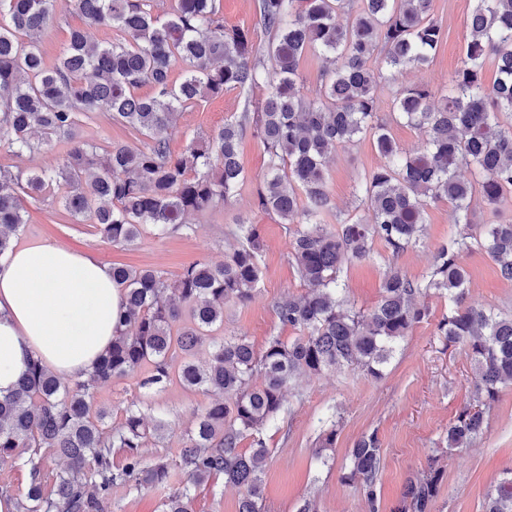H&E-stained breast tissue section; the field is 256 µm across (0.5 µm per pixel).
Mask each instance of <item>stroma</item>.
Instances as JSON below:
<instances>
[{"mask_svg":"<svg viewBox=\"0 0 512 512\" xmlns=\"http://www.w3.org/2000/svg\"><path fill=\"white\" fill-rule=\"evenodd\" d=\"M473 8L474 0H434V16L445 37L433 62L409 72L407 82L427 86L435 93L447 86L464 51ZM81 27L95 42L106 44L113 38L110 29L86 27L81 14L62 11L40 38L47 63L55 62L71 29ZM244 108V95L231 91L183 112L168 133L172 150L181 151L190 135L212 132L223 125L225 118ZM68 149L67 143L56 139L39 153L21 157L1 147L0 166L47 169L62 162ZM241 160L249 181L230 203L192 215L194 233L173 234L164 239L146 233L137 245L117 247L101 239L92 225L76 223L59 203L28 199L24 202L28 222L18 242H45L76 252L89 251L110 266L150 267L172 278L195 260L223 262L233 241L230 231L235 220L250 219L261 225L265 240L263 279L251 302L225 307L224 328L248 336L258 348L271 336L292 338L294 330L279 324L271 303L283 294L301 295L305 288L287 263L289 234L276 216L263 213L256 206L267 155L261 144L248 136L243 140ZM381 162L368 137L339 151L328 162V184L336 210L353 213L356 185ZM426 227L424 240L399 255H392L383 243L377 242L370 259L344 267L341 278L356 307L368 310L376 304L388 265L397 266L411 278L428 273L435 247L456 231L448 201L430 207ZM464 263L469 272V303L512 314V282L501 279L495 264L482 254L467 255ZM425 303L428 319L407 336L382 379H373L358 367L344 366L319 376L302 377L286 392L283 428L272 426L265 432L271 454L265 472L264 512H298L309 498L316 501L318 512H369L360 487L342 481L340 466L354 442L371 433L378 436L382 448L377 484L379 512H390L407 479L420 476L435 456L440 457L445 474L432 512H483L488 488L497 483L504 470L512 468V385L501 389L487 411L486 434L466 448L445 452L449 424L473 397L471 360L463 347H443L436 334L447 309L444 300L430 296ZM140 398L151 402L156 411L166 413L172 422L163 446L145 449L146 460L175 458L195 412L208 404V396L185 390L176 382L158 392L145 389L134 376L111 380L95 390V400L110 412L109 423L113 426L121 423L122 408ZM331 406L342 421L336 445L329 451L334 463L326 467L315 459V443L321 421ZM163 498L161 491L117 482L104 502L103 512H161ZM239 498L237 488L218 479L197 489L194 510L238 512Z\"/></svg>","mask_w":512,"mask_h":512,"instance_id":"1","label":"stroma"}]
</instances>
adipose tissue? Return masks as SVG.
I'll list each match as a JSON object with an SVG mask.
<instances>
[{"label":"adipose tissue","mask_w":512,"mask_h":512,"mask_svg":"<svg viewBox=\"0 0 512 512\" xmlns=\"http://www.w3.org/2000/svg\"><path fill=\"white\" fill-rule=\"evenodd\" d=\"M122 291L88 254L32 243L0 257V394L38 358L55 374L92 369L112 343Z\"/></svg>","instance_id":"adipose-tissue-1"}]
</instances>
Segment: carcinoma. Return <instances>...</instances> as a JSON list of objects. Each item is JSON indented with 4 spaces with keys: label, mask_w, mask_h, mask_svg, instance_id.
<instances>
[{
    "label": "carcinoma",
    "mask_w": 512,
    "mask_h": 512,
    "mask_svg": "<svg viewBox=\"0 0 512 512\" xmlns=\"http://www.w3.org/2000/svg\"><path fill=\"white\" fill-rule=\"evenodd\" d=\"M64 9L87 25L109 27L112 42L70 32L54 65L37 34ZM260 30L227 27L219 0H0V146L17 155L41 151L40 132L66 139L62 163L24 172L0 168V255L12 249L28 211L21 195L52 194L79 223L114 246H132L145 227L157 237L194 231L190 214L229 203L250 179L240 150L246 133L263 146L267 167L257 191L259 210L296 224L288 263L304 294L276 298L279 323L296 331L273 336L258 350L248 337L224 333V305H244L262 280L264 240L258 224L236 223L238 243L224 262L196 260L170 279L153 268L112 266L123 291L112 346L92 370L62 383L41 360L30 362L16 388L0 396V465L29 451V485L17 512H102L117 481L164 488L172 478L162 459L142 449L163 439L166 423L132 402L121 426L106 429L108 412L94 389L150 367L140 387L159 390L177 373L181 383L213 396L186 433L175 466L182 486L161 512H194L196 489L224 477L241 491L238 512H262L270 450L268 425L285 413V391L302 376L355 365L375 379L415 326L429 317L418 299L448 301L437 324L444 347L462 346L473 364V402L448 426L446 449L482 436L485 412L501 386L512 383V315L466 303L465 253L480 251L512 282V222L475 225V202L498 213L512 195V0H475L469 38L446 93L434 98L403 77L428 65L444 40L433 0H257ZM322 60L315 97L300 90L301 63ZM496 66L490 84L486 59ZM180 81L172 79L177 62ZM392 86L390 111H376L378 92ZM148 86L145 95L138 90ZM265 89L253 112H241L207 136L174 152L168 131L181 112L226 92ZM102 113L140 144L102 147L78 139L81 116ZM423 136L416 151L392 138V122ZM369 136L384 158L355 190L361 215L334 214L326 160ZM470 169L473 177L461 175ZM453 205L457 233L439 244L430 272L411 279L389 266L369 311L346 295L345 264L371 257L380 241L398 255L425 233L428 207ZM335 216L336 224L327 223ZM209 343V358L196 352ZM337 422L318 436V458L335 447ZM250 448H240L243 440ZM123 452L121 468L112 450ZM382 448L376 434L350 449L341 476L358 484L377 512ZM63 458L44 491L46 464ZM444 472L433 462L409 480L393 512H431ZM485 512H512V470L489 490Z\"/></svg>",
    "instance_id": "carcinoma-1"
}]
</instances>
